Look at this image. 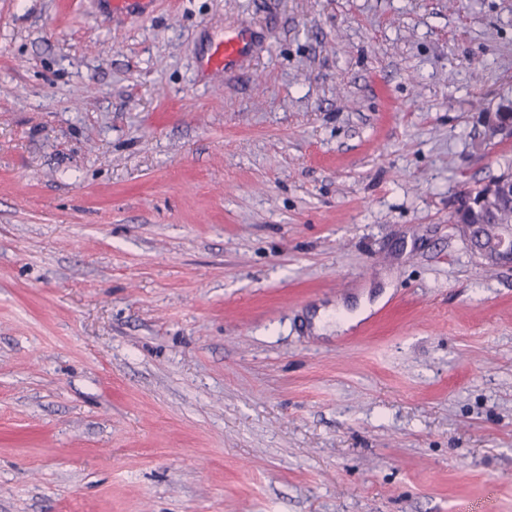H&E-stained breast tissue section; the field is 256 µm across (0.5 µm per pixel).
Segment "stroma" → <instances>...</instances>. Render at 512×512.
<instances>
[{
    "mask_svg": "<svg viewBox=\"0 0 512 512\" xmlns=\"http://www.w3.org/2000/svg\"><path fill=\"white\" fill-rule=\"evenodd\" d=\"M511 104L512 0H0V512H512ZM246 38L243 33L224 36V38L211 45L206 65L211 70H224L229 64L239 61L245 54ZM466 240L473 237L475 224L499 222L498 232L490 236L486 245L475 250L487 263L512 264V199L501 196L487 197L481 206H467L464 201L451 216ZM511 222V224H510ZM463 223V224H459Z\"/></svg>",
    "mask_w": 512,
    "mask_h": 512,
    "instance_id": "35a3bbf8",
    "label": "stroma"
}]
</instances>
